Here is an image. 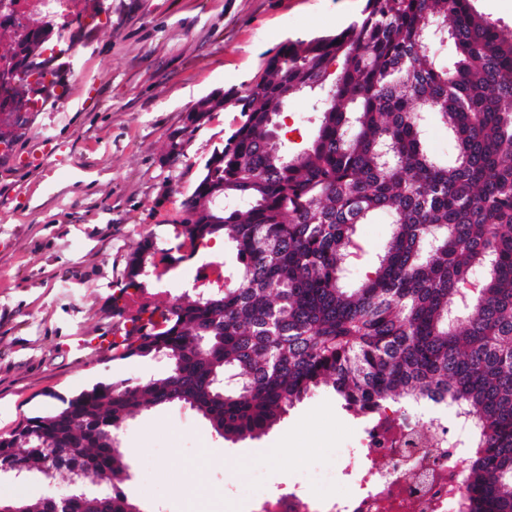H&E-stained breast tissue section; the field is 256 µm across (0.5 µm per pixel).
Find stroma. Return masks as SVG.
<instances>
[{
	"mask_svg": "<svg viewBox=\"0 0 512 512\" xmlns=\"http://www.w3.org/2000/svg\"><path fill=\"white\" fill-rule=\"evenodd\" d=\"M106 21L76 25L72 70L45 94L46 108L12 126L0 154V434L98 382L141 380L163 361L111 359L101 339L119 333L116 303L129 253L148 235L174 246L173 224L214 148L239 119L227 109L187 126L200 98L248 84L286 41L335 32L362 0H103ZM181 144L169 157L171 141ZM391 234L379 213L355 227L362 266ZM201 261L237 263L225 245L200 251L162 277L156 301L191 292ZM335 392L319 388L265 434L224 439L196 411L150 407L119 433L133 476L121 482L142 512H246L225 496L255 465L276 485L302 477L305 460L348 444L357 427ZM67 477L0 480V499L59 496Z\"/></svg>",
	"mask_w": 512,
	"mask_h": 512,
	"instance_id": "1",
	"label": "stroma"
}]
</instances>
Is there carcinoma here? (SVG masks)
<instances>
[{
  "label": "carcinoma",
  "instance_id": "carcinoma-1",
  "mask_svg": "<svg viewBox=\"0 0 512 512\" xmlns=\"http://www.w3.org/2000/svg\"><path fill=\"white\" fill-rule=\"evenodd\" d=\"M433 23L448 24L450 61L428 40ZM297 87L321 106L315 136L291 149L274 122ZM228 108L239 120L173 224L185 253L147 236L126 261L120 293L138 301L116 310L130 328L112 359L163 355L166 373L58 397L0 434V472L65 470L104 490L110 512H137L112 494L129 470L113 438L141 408L184 405L226 439L255 438L328 386L356 414L422 398L472 416L469 512H512V41L474 0H365L336 33L286 42L252 82L193 112ZM429 113L454 137L449 159L424 147ZM376 211L392 231L362 274L354 226ZM220 238L238 258L224 287L148 296L158 264ZM16 506L53 508L48 497Z\"/></svg>",
  "mask_w": 512,
  "mask_h": 512
}]
</instances>
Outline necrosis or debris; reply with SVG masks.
I'll return each instance as SVG.
<instances>
[{
  "label": "necrosis or debris",
  "mask_w": 512,
  "mask_h": 512,
  "mask_svg": "<svg viewBox=\"0 0 512 512\" xmlns=\"http://www.w3.org/2000/svg\"><path fill=\"white\" fill-rule=\"evenodd\" d=\"M100 0H0V43L14 54L68 56L73 23L99 24ZM52 69L27 67L0 77V122L43 107L42 88L56 85ZM468 442L450 432L441 404L425 411L390 404L366 414L350 447L324 451L302 482L266 486L262 469L247 479L251 512H468L464 468ZM346 481L336 497L307 493L310 485Z\"/></svg>",
  "instance_id": "obj_1"
}]
</instances>
